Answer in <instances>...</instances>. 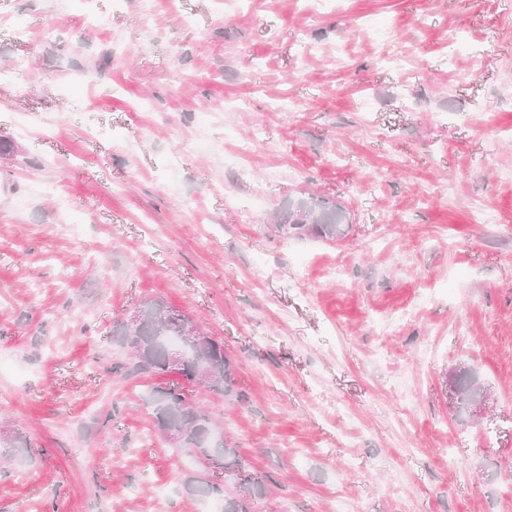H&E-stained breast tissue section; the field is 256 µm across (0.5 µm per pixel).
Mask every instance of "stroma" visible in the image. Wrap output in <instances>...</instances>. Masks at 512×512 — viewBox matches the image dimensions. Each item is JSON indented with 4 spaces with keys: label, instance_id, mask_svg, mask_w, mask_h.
Returning a JSON list of instances; mask_svg holds the SVG:
<instances>
[{
    "label": "stroma",
    "instance_id": "obj_1",
    "mask_svg": "<svg viewBox=\"0 0 512 512\" xmlns=\"http://www.w3.org/2000/svg\"><path fill=\"white\" fill-rule=\"evenodd\" d=\"M0 139V512H200L179 374L112 372L154 299L224 346L251 512H512V0H0ZM308 194L340 240L271 231ZM460 372L453 378V391L459 411H468L472 400L480 393V389L469 372L464 370Z\"/></svg>",
    "mask_w": 512,
    "mask_h": 512
}]
</instances>
